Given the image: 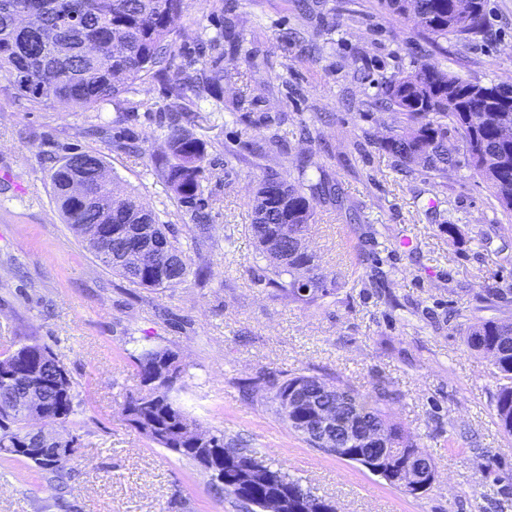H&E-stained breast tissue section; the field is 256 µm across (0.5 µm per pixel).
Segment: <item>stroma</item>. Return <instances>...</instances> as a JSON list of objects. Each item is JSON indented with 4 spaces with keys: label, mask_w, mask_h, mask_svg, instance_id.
Instances as JSON below:
<instances>
[{
    "label": "stroma",
    "mask_w": 512,
    "mask_h": 512,
    "mask_svg": "<svg viewBox=\"0 0 512 512\" xmlns=\"http://www.w3.org/2000/svg\"><path fill=\"white\" fill-rule=\"evenodd\" d=\"M253 63L226 65L224 104L199 97L208 143L205 280L146 289L101 264L65 224L49 173L67 150L98 153L115 189L164 222L189 223L152 159L166 150L164 83L149 76L96 110L35 104L0 76V353L35 339L76 386L72 512H237L196 464L126 422L134 356L179 353L174 397L205 431L247 441L337 512H512V437L492 409L487 358L465 319L512 320V226L464 155L441 176L381 147L398 116L384 82L426 61L471 82H512V0H486L483 33L436 39L379 0H186L176 44L223 29ZM110 127L101 140L91 125ZM334 186L314 200L308 245L333 296L289 300L264 278L250 233L265 168ZM459 233L449 236V225ZM394 390V421L432 453L437 480L413 496L309 447L244 383L281 373ZM489 464L481 476L478 464ZM39 469L0 456V512H59Z\"/></svg>",
    "instance_id": "35a3bbf8"
}]
</instances>
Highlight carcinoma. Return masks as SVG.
I'll return each mask as SVG.
<instances>
[{
	"label": "carcinoma",
	"mask_w": 512,
	"mask_h": 512,
	"mask_svg": "<svg viewBox=\"0 0 512 512\" xmlns=\"http://www.w3.org/2000/svg\"><path fill=\"white\" fill-rule=\"evenodd\" d=\"M390 12L437 37L467 38L483 32L485 0H471L475 15L454 11V0H384ZM184 0H0V75L9 78L17 89L36 104L50 101L59 107L80 105L94 109L112 102L128 91L137 80L161 76L172 99L166 115L167 151L153 159L154 169L177 196L181 206L196 216L207 171V143L182 124L187 116L180 101L185 88L196 81L214 99L223 101L220 85L223 61H239L240 40L224 52L223 34L209 39L208 56L175 54L174 36L183 12ZM35 15L36 26L20 25L21 17ZM385 98L399 114V129L382 147L402 165L419 163L442 175L456 164L455 146L448 144V127L460 136L467 165L486 182L491 196L503 214L512 215V90L497 85L477 89L429 62H417L411 70L391 76L384 83ZM488 110L487 121L471 130L465 115L473 110ZM72 158L91 173L86 183L87 206L82 200L65 195L70 171L64 157L50 174L53 198L65 223L71 229L79 224L112 225V242L97 250L85 244L105 267L143 288H177L191 272V259L184 241L210 232L207 224L186 226L180 233L164 224L158 215L132 196L120 198L106 178L98 175L105 168L99 154L80 152ZM314 194L280 173L268 170L259 180L253 195L251 231L267 261L268 284L284 297L314 302L331 295L335 282L315 273L316 257L300 247L314 215ZM143 225V238L158 244V254L131 271L117 259L128 245L130 231ZM288 224V258L282 260L268 252L266 241L280 225ZM465 345L489 359L493 375L505 380L494 394L493 410L503 433L512 436V323L507 320L469 321L460 328ZM177 352L168 348L144 349L134 357L141 391L126 399L123 415L140 434L179 456L198 463L194 443L198 425L170 396L184 370L172 369L168 362ZM43 370L41 399L43 415L66 424L74 414V382L50 349L32 340L0 358V454L25 460L40 468L54 490L63 489L70 478L69 463L77 450V438L69 436L68 451H48L36 458L26 452L32 432L26 430L27 416L17 404L27 393L28 378L19 371L31 365ZM16 377L5 381L4 374ZM300 385V401L287 402L288 392ZM251 392H263L277 402L278 417L294 432L312 443L305 430L318 423L319 412L336 409V392L348 396L362 411L370 427L386 426L391 444L382 458L385 469L399 472V465L410 459L432 460L427 448L419 444L402 426L391 421L388 406L394 393L384 386L360 391L338 378L315 375L282 374L258 376L249 384ZM217 458L229 477L251 464L269 475L246 489V494L213 486L224 492L241 509L277 493H288L292 502L308 512L314 506L323 512H336L335 505L304 488L282 467L266 461L247 444L223 431L213 433ZM334 456L365 468L376 462L372 451L352 443Z\"/></svg>",
	"instance_id": "1"
}]
</instances>
